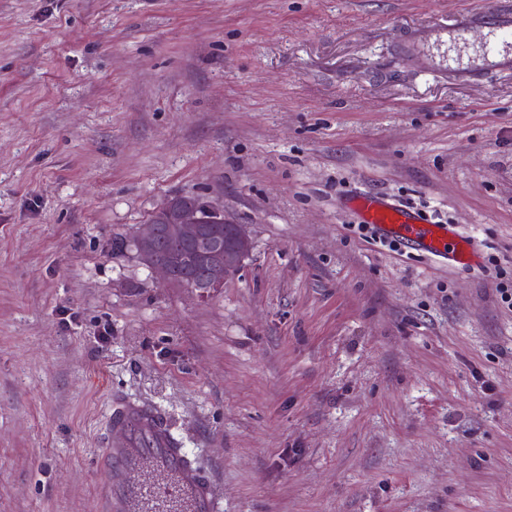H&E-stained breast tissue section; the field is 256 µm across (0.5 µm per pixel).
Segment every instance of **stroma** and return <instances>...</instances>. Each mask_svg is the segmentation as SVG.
<instances>
[{
    "instance_id": "stroma-1",
    "label": "stroma",
    "mask_w": 512,
    "mask_h": 512,
    "mask_svg": "<svg viewBox=\"0 0 512 512\" xmlns=\"http://www.w3.org/2000/svg\"><path fill=\"white\" fill-rule=\"evenodd\" d=\"M489 2L0 0V512H98L121 401L223 512H512V74L395 53ZM173 195L252 239L204 303L112 250ZM362 230L372 226L381 237L395 239L424 254L448 260V265L471 268L478 255L472 244L457 235L448 224H421L419 215L409 208L373 194L355 201Z\"/></svg>"
}]
</instances>
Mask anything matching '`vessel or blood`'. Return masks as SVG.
Wrapping results in <instances>:
<instances>
[{"label":"vessel or blood","mask_w":512,"mask_h":512,"mask_svg":"<svg viewBox=\"0 0 512 512\" xmlns=\"http://www.w3.org/2000/svg\"><path fill=\"white\" fill-rule=\"evenodd\" d=\"M475 30L484 34L477 59L467 66L450 63L449 49L466 47ZM397 52L405 59L435 54L441 70L465 79L484 70L512 73V9L492 5L460 13L446 25L414 30L399 39ZM355 207L381 237L458 268L477 263L472 244L449 225L422 223L417 213L377 194L360 196ZM112 426L117 436L99 456L106 473L100 491L104 512H221L210 478L173 438L163 414L128 402L117 409ZM145 472L150 475L146 481L141 478Z\"/></svg>","instance_id":"1"}]
</instances>
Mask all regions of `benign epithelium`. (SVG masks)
I'll return each mask as SVG.
<instances>
[{
	"instance_id": "7a95c632",
	"label": "benign epithelium",
	"mask_w": 512,
	"mask_h": 512,
	"mask_svg": "<svg viewBox=\"0 0 512 512\" xmlns=\"http://www.w3.org/2000/svg\"><path fill=\"white\" fill-rule=\"evenodd\" d=\"M212 211L224 224V237L206 234L204 213ZM155 214L163 223L151 221L130 240L135 257L147 269L158 273L169 284L189 289L202 302L224 287V281L240 270L252 252L245 226L229 218L224 208L206 201L179 202L165 199ZM196 263L202 268L197 280H187L180 268Z\"/></svg>"
}]
</instances>
